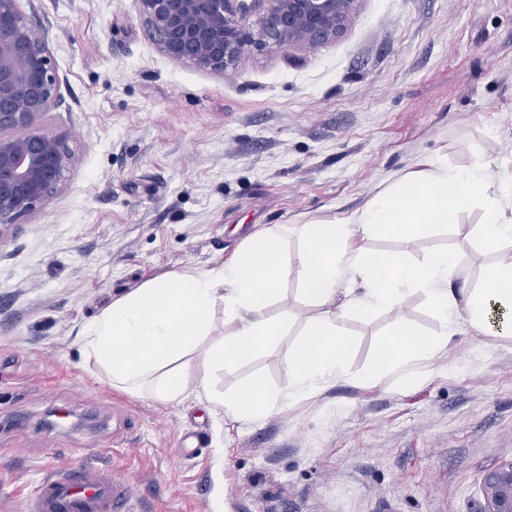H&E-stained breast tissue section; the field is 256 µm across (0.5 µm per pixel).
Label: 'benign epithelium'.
<instances>
[{
  "instance_id": "7a95c632",
  "label": "benign epithelium",
  "mask_w": 512,
  "mask_h": 512,
  "mask_svg": "<svg viewBox=\"0 0 512 512\" xmlns=\"http://www.w3.org/2000/svg\"><path fill=\"white\" fill-rule=\"evenodd\" d=\"M159 52L224 71L248 46L281 51L316 47L341 37L359 0H263L256 39L245 28L246 0H136ZM59 78L47 39L25 18L18 0H0V237L60 188L72 162L67 134L43 128L58 99ZM485 512H512V461L483 483Z\"/></svg>"
}]
</instances>
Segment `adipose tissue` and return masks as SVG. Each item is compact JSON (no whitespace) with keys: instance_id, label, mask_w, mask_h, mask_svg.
<instances>
[{"instance_id":"adipose-tissue-1","label":"adipose tissue","mask_w":512,"mask_h":512,"mask_svg":"<svg viewBox=\"0 0 512 512\" xmlns=\"http://www.w3.org/2000/svg\"><path fill=\"white\" fill-rule=\"evenodd\" d=\"M475 206L482 211L483 245L495 251L512 245V178L497 177L486 155L467 168L430 158L420 169L392 179L360 209L331 220L265 229L243 245L231 265L185 269L143 283L86 324L82 349L113 387L129 394L146 393L163 403L193 394L232 418L258 421L277 408L319 396L346 376L342 321L400 307L408 293L420 291L437 318V331L397 324L362 383L376 386L380 373L396 369L404 382L425 379L461 329L512 341V255L504 253L485 269L481 287L469 288L459 284L456 258L449 252L415 263L405 250L370 252L352 248L351 242L382 235L408 245L456 223ZM290 234L303 243L300 294L321 314L308 322L280 392L259 382L227 396L215 392L216 370L255 355L284 334V321L268 309L284 271L282 240ZM350 283L360 284L361 293L347 291Z\"/></svg>"}]
</instances>
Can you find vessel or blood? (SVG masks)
<instances>
[{
	"mask_svg": "<svg viewBox=\"0 0 512 512\" xmlns=\"http://www.w3.org/2000/svg\"><path fill=\"white\" fill-rule=\"evenodd\" d=\"M131 498L129 485L120 477L67 468L35 485L27 512H130Z\"/></svg>",
	"mask_w": 512,
	"mask_h": 512,
	"instance_id": "1",
	"label": "vessel or blood"
}]
</instances>
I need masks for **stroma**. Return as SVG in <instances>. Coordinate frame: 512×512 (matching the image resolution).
Wrapping results in <instances>:
<instances>
[{
  "mask_svg": "<svg viewBox=\"0 0 512 512\" xmlns=\"http://www.w3.org/2000/svg\"><path fill=\"white\" fill-rule=\"evenodd\" d=\"M18 6L47 35L60 83L44 128L68 134L73 162L0 238V512H26L70 466L124 475L138 512H483L486 474L512 461V343L466 330L429 379L361 383L396 323L437 330L423 293L346 320L347 377L256 422L112 388L79 333L142 283L229 263L258 229L352 212L427 156L487 154L511 177L512 0H359L336 41L252 47L221 73L162 55L136 0ZM480 218L434 229L411 260L450 252L478 287L495 259ZM284 259V335L216 390L284 386L318 313L297 238Z\"/></svg>",
  "mask_w": 512,
  "mask_h": 512,
  "instance_id": "stroma-1",
  "label": "stroma"
}]
</instances>
